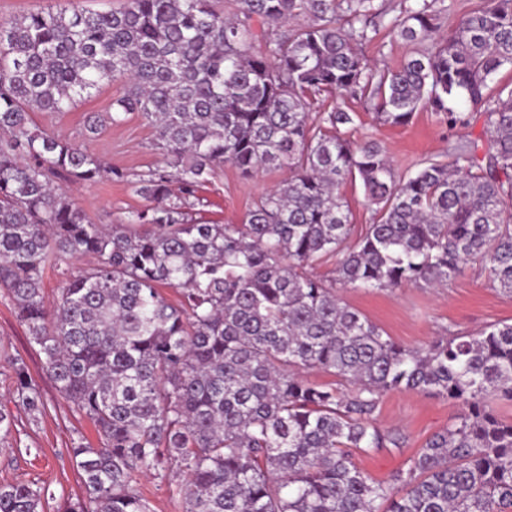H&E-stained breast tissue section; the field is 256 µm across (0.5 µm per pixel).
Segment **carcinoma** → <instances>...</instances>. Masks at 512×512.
I'll list each match as a JSON object with an SVG mask.
<instances>
[{
  "label": "carcinoma",
  "mask_w": 512,
  "mask_h": 512,
  "mask_svg": "<svg viewBox=\"0 0 512 512\" xmlns=\"http://www.w3.org/2000/svg\"><path fill=\"white\" fill-rule=\"evenodd\" d=\"M443 0H413L388 25L416 45L397 69L359 52L385 11L376 0H125L108 12L68 5L0 21V296L43 370L95 428L68 448L84 494L56 512H150L140 473L183 476L184 512H512V323L407 347L344 304L340 288L441 284L479 258L512 295V0H484L440 34ZM126 85L97 134L136 114L165 166L129 178L40 128L34 112H66L102 83ZM408 125L427 109L468 125L470 141L400 175L386 151L350 139L351 107ZM288 177L239 224L189 216L224 164ZM129 183L146 205L94 223L55 180ZM360 183L371 224L356 244L343 188ZM336 258L326 276L317 261ZM85 258L73 270L70 259ZM61 288L53 307L44 276ZM178 292L173 303L161 292ZM11 369L29 422L46 412L20 355ZM302 370L338 381L312 382ZM422 391L457 404L388 485L354 456L400 448L375 425L381 397ZM14 420L0 412V454ZM49 489L0 483V512H44Z\"/></svg>",
  "instance_id": "carcinoma-1"
}]
</instances>
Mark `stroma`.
I'll return each mask as SVG.
<instances>
[{
  "label": "stroma",
  "mask_w": 512,
  "mask_h": 512,
  "mask_svg": "<svg viewBox=\"0 0 512 512\" xmlns=\"http://www.w3.org/2000/svg\"><path fill=\"white\" fill-rule=\"evenodd\" d=\"M412 46L380 24L361 54L377 69L397 67ZM124 88L123 81L103 83L92 97L76 102L66 112H38L35 122L60 139L67 140L127 174H137L161 165L163 158L153 147V130L138 115L131 114L118 124H109L95 136L84 134V120L90 112H108L112 101ZM360 120L350 136L357 141L374 140L387 151L398 173H405L419 160L445 153L449 143L478 139L483 120L474 117L470 126L451 127L430 111L416 112L411 123L401 127L380 124L368 110H360ZM286 169L269 168L254 177L243 176L232 165L217 169L209 183L198 192L193 213L196 218L217 224H237L260 194L276 186ZM68 194L86 211L94 223H117L125 212L144 207L145 201L128 183L70 184ZM346 304L380 327L394 341L416 347L440 336L469 335L496 323L512 322V296L503 293L491 280L488 268L470 264L464 273L439 288L427 285L394 291H367L348 288L342 293ZM0 346L20 355L41 387L47 404L37 424L19 421L11 437L20 451L12 465L0 460V482L36 480L44 483L52 497L45 512H54L64 498L82 494L84 487L67 455L77 436H92L89 422L72 413L43 371V356L28 342L25 327L12 305L0 298ZM459 408L448 400L417 391L392 392L382 396L377 412L380 428L402 435V448H382L355 456L356 466L370 479L385 484L405 469L412 456L434 433L451 425Z\"/></svg>",
  "instance_id": "stroma-1"
}]
</instances>
